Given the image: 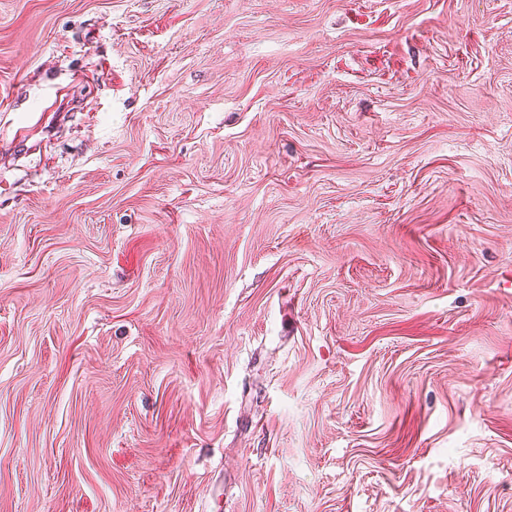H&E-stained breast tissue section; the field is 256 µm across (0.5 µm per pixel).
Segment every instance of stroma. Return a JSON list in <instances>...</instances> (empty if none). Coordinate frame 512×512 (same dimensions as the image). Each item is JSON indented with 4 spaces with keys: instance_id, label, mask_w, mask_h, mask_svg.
Wrapping results in <instances>:
<instances>
[{
    "instance_id": "stroma-1",
    "label": "stroma",
    "mask_w": 512,
    "mask_h": 512,
    "mask_svg": "<svg viewBox=\"0 0 512 512\" xmlns=\"http://www.w3.org/2000/svg\"><path fill=\"white\" fill-rule=\"evenodd\" d=\"M0 512H512V0H0Z\"/></svg>"
}]
</instances>
